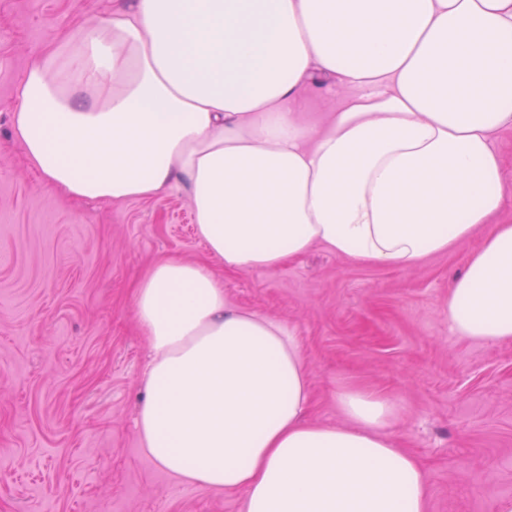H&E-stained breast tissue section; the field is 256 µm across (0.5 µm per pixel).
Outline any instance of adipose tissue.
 Wrapping results in <instances>:
<instances>
[{
    "mask_svg": "<svg viewBox=\"0 0 512 512\" xmlns=\"http://www.w3.org/2000/svg\"><path fill=\"white\" fill-rule=\"evenodd\" d=\"M343 90L320 126L296 102ZM12 135L71 201L187 195L225 270L320 246L410 269L493 231L448 292V325L512 341V0H123L31 62ZM134 317L149 339L145 452L244 512H427L429 481L388 430L398 403L340 378L343 425L304 419L296 330L232 304L210 265L154 263Z\"/></svg>",
    "mask_w": 512,
    "mask_h": 512,
    "instance_id": "obj_1",
    "label": "adipose tissue"
}]
</instances>
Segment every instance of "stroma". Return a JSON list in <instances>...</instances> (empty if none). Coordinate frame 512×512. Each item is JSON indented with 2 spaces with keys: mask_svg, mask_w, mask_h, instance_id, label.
I'll use <instances>...</instances> for the list:
<instances>
[{
  "mask_svg": "<svg viewBox=\"0 0 512 512\" xmlns=\"http://www.w3.org/2000/svg\"><path fill=\"white\" fill-rule=\"evenodd\" d=\"M118 4L0 0V512H243L244 492L177 481L136 430L150 356L136 281L161 259H209L187 196L60 199L11 134L29 63ZM482 240L407 270L316 246L274 271L221 274L230 302L295 327L309 420L339 423L340 378L399 404L390 435L429 476L428 512L512 499V341L448 326V289Z\"/></svg>",
  "mask_w": 512,
  "mask_h": 512,
  "instance_id": "35a3bbf8",
  "label": "stroma"
}]
</instances>
